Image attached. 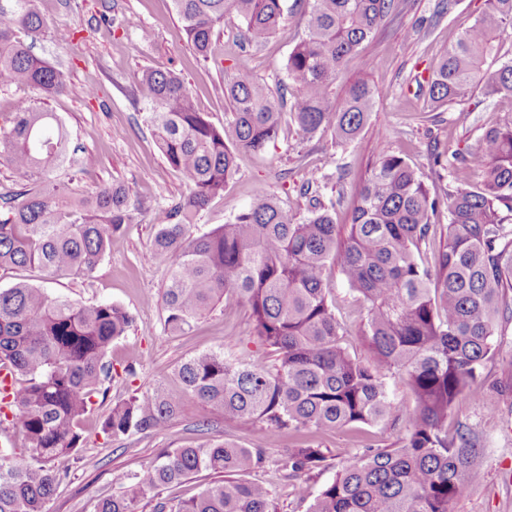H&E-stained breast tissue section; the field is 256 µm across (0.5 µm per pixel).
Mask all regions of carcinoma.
<instances>
[{
	"label": "carcinoma",
	"mask_w": 512,
	"mask_h": 512,
	"mask_svg": "<svg viewBox=\"0 0 512 512\" xmlns=\"http://www.w3.org/2000/svg\"><path fill=\"white\" fill-rule=\"evenodd\" d=\"M285 0H173L183 40L196 61H210L224 23H242L245 45H264L284 18ZM398 0H295L305 6L307 34L289 52L287 81L271 88L237 66L224 74L231 118L216 126L194 105L181 76L147 69L139 87L143 122L189 193L154 211L152 250L167 266L164 327L185 333L233 296L245 303L261 346L276 355L229 361L208 350L177 369L185 395L224 418L262 425L267 435L387 424L396 413L384 379L398 373L414 392L405 410L402 446L349 459L313 499L308 512H451L482 478L478 438L462 424L448 431V412L469 392L495 351L499 317L512 314V59L498 39L512 29V0H485V9L443 49L427 83L433 109L469 99L480 89L496 115L484 128L481 180L454 158L456 190L430 194L425 175L405 157L379 152L366 175L353 179L347 235H336L331 210L313 203L297 221L264 189L226 224L196 235L207 204L224 193L236 152L261 150L278 139L284 113L305 139L320 131L350 144L366 128L383 88L367 80L336 82L348 59L365 50L395 12ZM45 32L38 0H0V87H26L37 97L16 105L12 125L0 126V160L22 179L0 192V270L35 269L46 280L89 276L112 238L134 223L135 206L121 184L72 197L66 168L95 164L70 150L71 135L45 99L67 88L65 72L33 52ZM448 227L434 267L420 258L435 219ZM336 262L366 309L358 332L372 353L364 363L345 346L346 329L329 302L325 272ZM133 323L115 303L80 304L53 296L26 278L0 288V426L19 429L25 455L0 448V512H48L68 476L66 462L85 441L84 418L112 382V343ZM182 402L162 385L117 402L102 421L112 438L151 434L181 416ZM320 448L302 441L284 467L295 476L317 468ZM262 448L212 441L159 455L142 472L121 477L120 494L92 512H278L266 485L245 479L263 467ZM224 474L196 497L168 501L162 488L199 472Z\"/></svg>",
	"instance_id": "1"
}]
</instances>
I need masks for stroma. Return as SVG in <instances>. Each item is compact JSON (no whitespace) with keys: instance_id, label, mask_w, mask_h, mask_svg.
<instances>
[{"instance_id":"stroma-1","label":"stroma","mask_w":512,"mask_h":512,"mask_svg":"<svg viewBox=\"0 0 512 512\" xmlns=\"http://www.w3.org/2000/svg\"><path fill=\"white\" fill-rule=\"evenodd\" d=\"M437 0H402L400 14L391 18L368 45L367 53L351 58L348 79L367 78L385 85L370 121L358 140L337 146L331 132L301 140L292 122H285L279 138L259 152H243L237 171L221 197L210 202L194 233L201 234L227 223L246 209L256 189H264L288 207L296 220L309 215V198L300 192L303 173L319 180L321 201H335L336 222L345 224L351 205L349 184L338 182V166L352 176H363L382 150L405 156L426 174L431 192L455 190L452 168L455 155H465L471 179H479L485 161L479 143L492 118L491 98L474 93L460 105L431 110L419 85L447 44L473 24L484 0H458L450 12L434 18ZM282 27L262 47L242 49L236 41L240 23L228 21L213 44L214 61L197 64L191 49L180 38V22L172 0H42L47 23L43 37L34 44L36 54L60 64L69 91L48 101V107L67 124L77 154L93 155L94 166L72 173V188L82 196L104 183L123 184L138 211L129 231L113 238L97 270L85 279H60L47 284L50 294L92 304L117 303L134 316L125 336L112 344L115 379L102 402L86 417L87 443L67 463L68 480L48 504L49 512H90L93 504L120 491L119 475L149 468L166 450L209 440L230 441L245 447L265 446L268 463L253 473V480L273 491L280 512H307L308 501L298 497L297 485L318 494L341 470L345 461L377 448L399 447L403 423L360 428L305 432L310 443L322 448L320 466L299 477H289L281 466L295 442L288 434L264 442L257 424L225 420L196 401L184 397L180 420L166 430L133 435L117 441L105 439L100 426L112 406L128 393H149L156 385L182 395L176 377L178 365L196 353L223 350L226 357L249 360L259 356L249 311L228 297L199 319L192 332L169 336L164 331L163 293L167 269L151 251L154 211L170 199L186 195L187 188L157 148L144 124L138 87L147 68L179 73L197 108L216 125L230 117L224 100V73L240 61L268 85L284 79V64L292 47L305 34L307 17L294 0H285ZM132 15L138 29L123 19ZM373 67H365V57ZM94 86V99L77 96L78 88ZM327 278L336 316L348 331L347 344L360 360L371 361L369 349L357 330L365 313L363 303L348 289L337 266ZM496 354L481 370L478 386L484 399L496 404L487 411L484 400L461 396L448 417L449 424L470 427L479 438L483 480L469 494L455 501L452 512H512V319L501 318L493 336Z\"/></svg>"}]
</instances>
